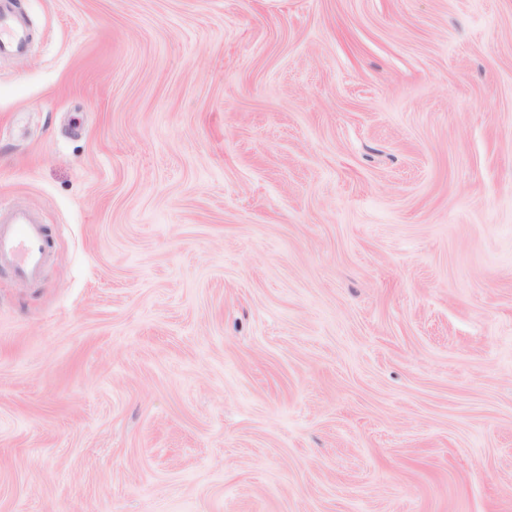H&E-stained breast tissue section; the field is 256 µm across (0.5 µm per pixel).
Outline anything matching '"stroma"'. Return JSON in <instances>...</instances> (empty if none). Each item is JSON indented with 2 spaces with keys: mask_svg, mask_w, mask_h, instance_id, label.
Returning a JSON list of instances; mask_svg holds the SVG:
<instances>
[{
  "mask_svg": "<svg viewBox=\"0 0 512 512\" xmlns=\"http://www.w3.org/2000/svg\"><path fill=\"white\" fill-rule=\"evenodd\" d=\"M0 512H512V0H14ZM48 257L41 219L0 203V265L8 263L20 280L36 279Z\"/></svg>",
  "mask_w": 512,
  "mask_h": 512,
  "instance_id": "1",
  "label": "stroma"
}]
</instances>
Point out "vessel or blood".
Masks as SVG:
<instances>
[{
    "mask_svg": "<svg viewBox=\"0 0 512 512\" xmlns=\"http://www.w3.org/2000/svg\"><path fill=\"white\" fill-rule=\"evenodd\" d=\"M26 43V27L13 0H0V55L23 54ZM47 257L40 218L26 209L0 204V265L9 264L18 279L33 280Z\"/></svg>",
    "mask_w": 512,
    "mask_h": 512,
    "instance_id": "b4317fda",
    "label": "vessel or blood"
}]
</instances>
